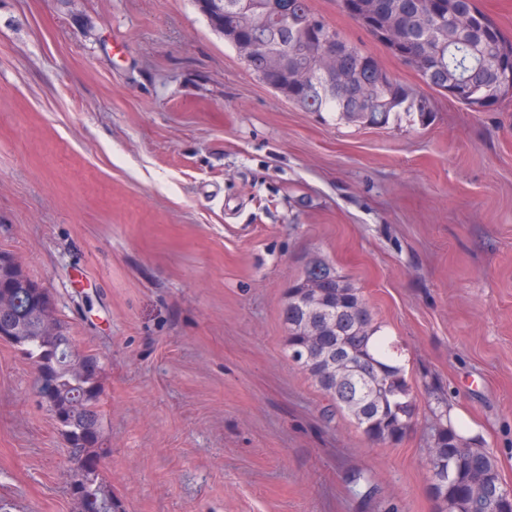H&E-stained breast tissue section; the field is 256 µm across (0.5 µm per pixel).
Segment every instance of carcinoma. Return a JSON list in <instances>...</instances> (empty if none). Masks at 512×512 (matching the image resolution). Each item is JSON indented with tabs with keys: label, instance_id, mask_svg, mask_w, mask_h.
Returning <instances> with one entry per match:
<instances>
[{
	"label": "carcinoma",
	"instance_id": "cac0c4a2",
	"mask_svg": "<svg viewBox=\"0 0 512 512\" xmlns=\"http://www.w3.org/2000/svg\"><path fill=\"white\" fill-rule=\"evenodd\" d=\"M288 20L272 23L263 19L267 0H196L199 10L217 33L257 44L258 56L248 69L263 83L310 112H333L336 119L355 126H385L391 116L403 112L429 113L428 99L389 73L360 68L351 57L344 62V80L334 81L321 70L315 48L348 44L341 33L314 13L308 0H285ZM382 12L367 17L364 0H341L342 8L370 32L375 26L390 33L385 42L423 63L415 66L431 88L446 91L464 83L471 100L466 105L491 107L512 96V68L500 66L512 57V39L507 37L477 7L475 0H378ZM284 52L296 73L276 74L265 70L264 56ZM39 285L21 269H0V292L15 301L16 316L10 330L15 346L34 368H45L49 376L44 391L59 412L68 411L81 399L84 411L100 416L103 393L102 370L78 373L57 340L71 339L66 324L51 309L50 296L39 300ZM315 294L322 296L314 314L297 302ZM366 307L361 291L322 257L310 258L302 275L288 288L286 346L289 356L314 380L374 444L401 441L417 420L416 397L405 368L397 359L395 345L379 335L381 326L373 314L357 318ZM53 319L58 336H46L43 317ZM327 336V344L338 351L343 371L331 379L323 376L325 359L320 352L306 351L305 339L312 330ZM70 465L82 455H100L102 429L72 427ZM429 491L438 512H512V487L503 483L490 452L475 446L450 424H439L424 462Z\"/></svg>",
	"mask_w": 512,
	"mask_h": 512
}]
</instances>
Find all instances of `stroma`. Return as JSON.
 Masks as SVG:
<instances>
[{
  "mask_svg": "<svg viewBox=\"0 0 512 512\" xmlns=\"http://www.w3.org/2000/svg\"><path fill=\"white\" fill-rule=\"evenodd\" d=\"M309 5L428 118L306 111L194 0H0V252L102 365L118 512H438L441 402L512 485V100L472 111L339 0ZM314 254L399 348L418 421L398 443L288 356L284 296ZM34 383L0 343V512H76Z\"/></svg>",
  "mask_w": 512,
  "mask_h": 512,
  "instance_id": "1",
  "label": "stroma"
}]
</instances>
